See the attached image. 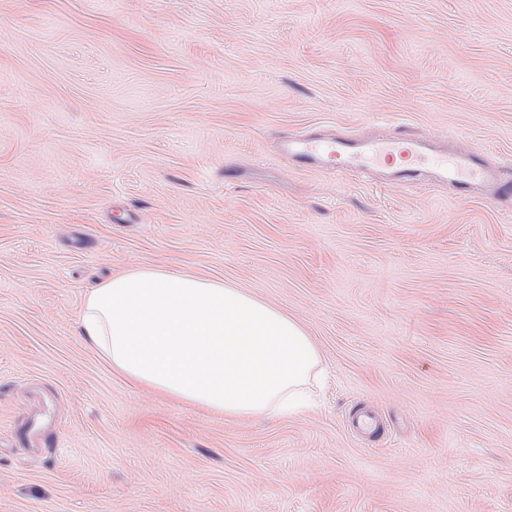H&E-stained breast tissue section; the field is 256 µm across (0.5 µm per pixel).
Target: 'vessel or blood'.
<instances>
[{
  "label": "vessel or blood",
  "mask_w": 512,
  "mask_h": 512,
  "mask_svg": "<svg viewBox=\"0 0 512 512\" xmlns=\"http://www.w3.org/2000/svg\"><path fill=\"white\" fill-rule=\"evenodd\" d=\"M285 156L308 169L334 166L340 169H382L388 181L416 187L421 175L431 181L450 184L457 195H467L474 182L491 181L493 193L512 198V182L502 180L498 173L482 162L480 151H464L452 156L437 153L420 140L395 138L372 141L356 135L347 137L296 136L282 146Z\"/></svg>",
  "instance_id": "b4317fda"
}]
</instances>
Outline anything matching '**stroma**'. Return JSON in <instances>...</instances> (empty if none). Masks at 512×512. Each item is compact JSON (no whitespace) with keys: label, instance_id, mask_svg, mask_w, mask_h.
Returning a JSON list of instances; mask_svg holds the SVG:
<instances>
[{"label":"stroma","instance_id":"obj_1","mask_svg":"<svg viewBox=\"0 0 512 512\" xmlns=\"http://www.w3.org/2000/svg\"><path fill=\"white\" fill-rule=\"evenodd\" d=\"M299 132L512 180V0H0V512H512V199L302 169ZM154 267L302 325L315 403L114 373L84 296Z\"/></svg>","mask_w":512,"mask_h":512}]
</instances>
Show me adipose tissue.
<instances>
[{
	"instance_id": "obj_1",
	"label": "adipose tissue",
	"mask_w": 512,
	"mask_h": 512,
	"mask_svg": "<svg viewBox=\"0 0 512 512\" xmlns=\"http://www.w3.org/2000/svg\"><path fill=\"white\" fill-rule=\"evenodd\" d=\"M81 336L135 385L228 418L298 410L321 380L304 328L242 289L143 268L90 288Z\"/></svg>"
}]
</instances>
